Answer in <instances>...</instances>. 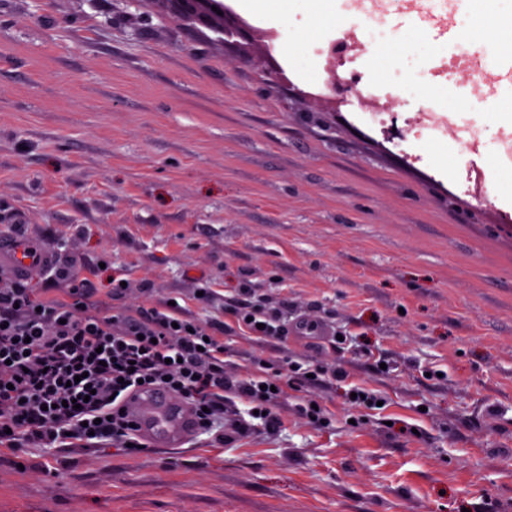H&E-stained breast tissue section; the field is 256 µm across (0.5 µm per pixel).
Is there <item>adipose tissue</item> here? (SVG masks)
Here are the masks:
<instances>
[{
  "instance_id": "1",
  "label": "adipose tissue",
  "mask_w": 512,
  "mask_h": 512,
  "mask_svg": "<svg viewBox=\"0 0 512 512\" xmlns=\"http://www.w3.org/2000/svg\"><path fill=\"white\" fill-rule=\"evenodd\" d=\"M324 8L313 7L312 0H242L245 9L270 18L287 16L289 5H297L309 19L308 31H316L330 21L345 17L343 0H324ZM486 0H460L465 20L455 31V41L460 47L478 46L483 54L487 72L501 69L512 59V32H503L500 15L487 10ZM374 56L371 65L378 76L404 68L409 58H423L433 49V42L426 30H393L382 28L370 37Z\"/></svg>"
}]
</instances>
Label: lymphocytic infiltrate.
I'll use <instances>...</instances> for the list:
<instances>
[{
    "label": "lymphocytic infiltrate",
    "mask_w": 512,
    "mask_h": 512,
    "mask_svg": "<svg viewBox=\"0 0 512 512\" xmlns=\"http://www.w3.org/2000/svg\"><path fill=\"white\" fill-rule=\"evenodd\" d=\"M67 294L38 298L22 278L0 285V445L48 451L72 438L141 450L126 404L152 387L184 398L204 432L228 394L279 426L280 377L228 371L221 322L187 318L177 304L107 317L90 310L89 289Z\"/></svg>",
    "instance_id": "obj_1"
}]
</instances>
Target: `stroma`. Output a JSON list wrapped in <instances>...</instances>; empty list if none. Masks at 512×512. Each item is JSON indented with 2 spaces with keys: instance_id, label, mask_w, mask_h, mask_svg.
<instances>
[{
  "instance_id": "1",
  "label": "stroma",
  "mask_w": 512,
  "mask_h": 512,
  "mask_svg": "<svg viewBox=\"0 0 512 512\" xmlns=\"http://www.w3.org/2000/svg\"><path fill=\"white\" fill-rule=\"evenodd\" d=\"M226 5L233 36L175 0H0V237L86 281L100 315L174 300L223 321L241 372L277 356L329 374L286 387L272 432L0 446V512H512V119L379 80L360 25L324 26L304 74L285 49L301 14ZM346 8L428 26L440 49L418 76L462 86L456 0ZM356 73L364 95L331 90ZM431 116L448 131L413 136ZM245 284L284 341L238 323ZM356 386L381 406H352ZM311 398L326 425L298 413Z\"/></svg>"
}]
</instances>
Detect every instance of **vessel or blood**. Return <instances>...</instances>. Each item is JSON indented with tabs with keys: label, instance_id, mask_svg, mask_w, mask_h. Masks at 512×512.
I'll list each match as a JSON object with an SVG mask.
<instances>
[{
	"label": "vessel or blood",
	"instance_id": "b4317fda",
	"mask_svg": "<svg viewBox=\"0 0 512 512\" xmlns=\"http://www.w3.org/2000/svg\"><path fill=\"white\" fill-rule=\"evenodd\" d=\"M0 258L19 273L46 260L45 255L32 254L30 245L16 238L0 240ZM129 411L143 437L156 447L180 446L195 430L190 408L164 390L142 393L130 404Z\"/></svg>",
	"mask_w": 512,
	"mask_h": 512
}]
</instances>
